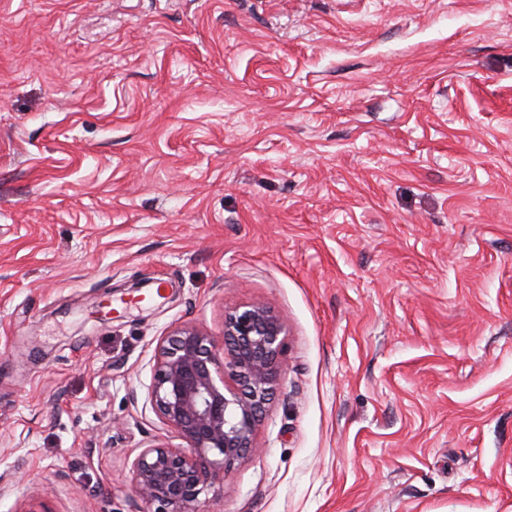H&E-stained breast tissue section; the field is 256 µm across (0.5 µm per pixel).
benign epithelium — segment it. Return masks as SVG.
<instances>
[{
  "label": "benign epithelium",
  "mask_w": 512,
  "mask_h": 512,
  "mask_svg": "<svg viewBox=\"0 0 512 512\" xmlns=\"http://www.w3.org/2000/svg\"><path fill=\"white\" fill-rule=\"evenodd\" d=\"M286 326L260 303L224 312V334L183 324L158 342L148 398L181 440L143 448L132 462L148 512H195L235 463L257 449L258 426L282 376Z\"/></svg>",
  "instance_id": "obj_1"
}]
</instances>
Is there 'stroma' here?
<instances>
[{"label": "stroma", "mask_w": 512, "mask_h": 512, "mask_svg": "<svg viewBox=\"0 0 512 512\" xmlns=\"http://www.w3.org/2000/svg\"><path fill=\"white\" fill-rule=\"evenodd\" d=\"M254 302L197 512H512V0H0V512H146L160 337Z\"/></svg>", "instance_id": "stroma-1"}]
</instances>
